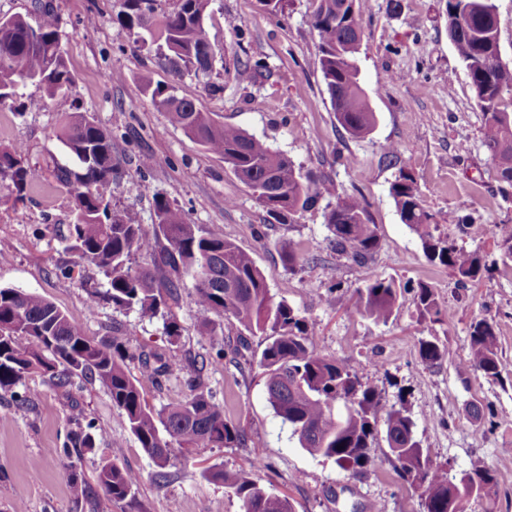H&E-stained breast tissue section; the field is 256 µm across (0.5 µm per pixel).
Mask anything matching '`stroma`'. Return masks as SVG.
<instances>
[{
    "instance_id": "35a3bbf8",
    "label": "stroma",
    "mask_w": 512,
    "mask_h": 512,
    "mask_svg": "<svg viewBox=\"0 0 512 512\" xmlns=\"http://www.w3.org/2000/svg\"><path fill=\"white\" fill-rule=\"evenodd\" d=\"M60 34L73 83L49 110L25 111L0 105V149L23 145L28 162L47 177L24 201L0 189V287L47 298L86 335L99 339L121 327L134 351H152L190 362L205 349L228 347L242 332L239 323L214 317V334L196 332L195 290L180 282L172 316L181 327L170 344L161 316L119 310L92 292L107 279L80 262L67 239L71 197L50 176L54 164L70 162L57 137L69 113L82 112L112 133L121 162L104 189L112 207L133 214L145 231L155 222L154 196L181 209L190 223L216 228L250 252L271 295L305 317L316 349L354 365L363 383L376 387L386 404L405 397L422 448L449 475L483 459L495 472L490 495L474 497L467 512H512V265L502 264L488 233L494 224L512 225V194L503 195L483 143L482 114L467 73L448 39L447 0H364L360 25V84L376 116L370 134L350 137L339 126L319 67L314 0H282L272 12L262 0H212L204 21L214 49L212 68L174 75L154 46L121 28V0H55ZM266 67L241 82L236 67L254 60ZM172 86L220 125H233L287 155L302 174L316 179L315 203L290 221L270 216L217 155L207 152L167 113L139 92L144 81ZM398 149L389 162L387 146ZM150 158L142 166V158ZM417 182L424 208L463 216L442 224L438 235L478 253L489 271L458 286L454 274L432 266L416 233L403 224L390 186L399 173ZM362 195L378 228L379 244L358 267L328 247L326 215L338 196ZM265 238H258V229ZM299 257L289 268L288 251ZM394 281L399 298L388 323L377 324L350 310L365 277ZM435 291L442 318L420 315L418 283ZM336 293H329V286ZM486 317L496 323L502 379L491 382L464 366L469 327ZM439 341L448 359L426 367L421 340ZM261 337L250 339L245 357L226 356L206 368V387L224 404L227 417L243 430L239 448H197L183 464L156 481L157 466L129 432L124 415L99 383L68 390L32 374L15 391H0V512H123L109 502L98 482L101 464L114 462L141 476L137 497L143 512H241L230 489L203 477L204 468L250 470L255 459L267 466L260 484L286 495L295 512H423L419 490L398 474L384 438L371 448L373 465L351 476L333 460L312 455L292 438L266 397L257 359ZM482 416L472 421L470 405ZM93 420L99 441L93 452L70 462L62 448L75 414ZM78 470L88 497L75 502L70 470Z\"/></svg>"
}]
</instances>
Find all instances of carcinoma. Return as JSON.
Returning a JSON list of instances; mask_svg holds the SVG:
<instances>
[{
	"instance_id": "1",
	"label": "carcinoma",
	"mask_w": 512,
	"mask_h": 512,
	"mask_svg": "<svg viewBox=\"0 0 512 512\" xmlns=\"http://www.w3.org/2000/svg\"><path fill=\"white\" fill-rule=\"evenodd\" d=\"M315 2L320 70L336 120L349 136L362 138L373 130L375 113L359 83L362 32L351 13L360 12L361 0ZM208 4L209 0H170L163 8L159 0H122L117 21L128 31L140 30L142 41L164 52L175 74L181 73L183 64L206 73L214 57L203 26ZM447 5L448 38L470 78L483 115L484 145L506 192L512 188V111H507L512 106V67L498 61L496 6L494 0H447ZM29 84L42 90L40 97L27 99L24 107L29 110L47 107L72 84L54 0H31L26 14L0 16V104L17 102ZM142 93L189 137L223 158L268 213L285 217L313 201L310 186L288 156L235 126L216 124L193 101L177 98L167 85L147 82ZM58 138L76 161L74 168L53 170L72 198L69 238L78 259L98 267L108 279L104 298L117 308L155 315L175 299L179 277H191L198 336L212 335L214 314L234 318L252 336H264L259 366L266 377L267 399L300 447L334 460L355 477L371 464L370 449L384 434L399 475L421 491L423 512H465L470 497L488 493L495 476L483 460H473L458 477L433 464L417 440L404 397L391 406L383 404L377 389L364 384L353 366L319 354L305 318L286 301L274 300L253 256L224 239L221 231L196 229L159 195L154 196L151 236L132 215L110 207L101 188L119 173L120 163L113 155L109 132L75 113ZM41 180L42 173L27 163L23 148L0 149V187L14 201L24 200ZM390 194L401 221L420 237L431 263L452 270L461 281H474L488 272L477 254L434 235L438 221L423 207L411 175L399 173ZM327 225L330 249L357 266L364 265L378 246L377 225L354 195L338 198ZM491 235L502 263L512 262V230L498 224ZM136 254L151 257L153 267H133ZM162 269L171 277L160 280ZM398 296L393 282L373 278L355 289L351 309L376 324H386ZM416 303L424 316L442 315L434 290L426 283L418 284ZM469 337L467 367L489 381L501 380L504 365L495 322L473 321ZM419 354L432 368L442 363L448 350L423 340ZM134 359L142 374L158 386L177 365L154 353L129 352L126 338L116 330L99 340L91 338L46 298L0 287V391L22 383L34 361L42 365L43 375L63 388L99 382L125 416L140 448L161 468L156 474L159 482L168 478L164 468L174 442L186 449L244 444L245 434L203 391L202 371L224 359V349L193 359L186 378L189 397L159 410L147 405L139 381L127 370L126 361ZM95 429L91 420H76L64 443L66 457L94 447ZM203 476L231 489L243 512H294L286 496L261 485L252 471L210 467ZM97 481L110 501L123 504L124 512H142L136 472L109 463L101 466Z\"/></svg>"
}]
</instances>
